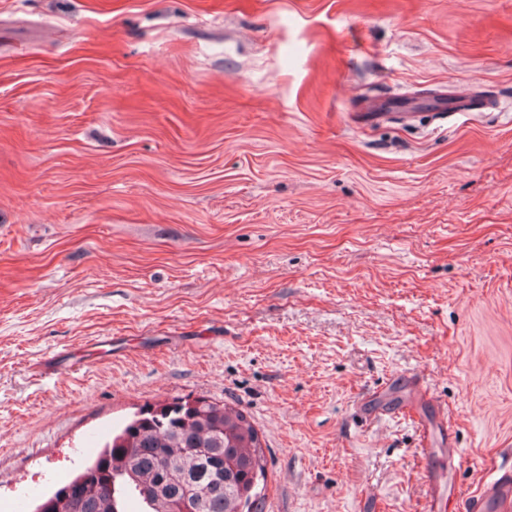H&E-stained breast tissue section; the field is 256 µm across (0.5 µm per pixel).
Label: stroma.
<instances>
[{
    "mask_svg": "<svg viewBox=\"0 0 512 512\" xmlns=\"http://www.w3.org/2000/svg\"><path fill=\"white\" fill-rule=\"evenodd\" d=\"M185 397L259 430L253 512L512 472V0H0V512ZM447 99L439 100L441 106L437 108L439 112L436 119L440 121L449 120L456 116H470L473 115L476 106H485L489 109L497 108L498 101L492 97H484L476 99L474 95L469 93H457L454 98L448 99L449 105L446 107L444 102ZM448 112V113H447Z\"/></svg>",
    "mask_w": 512,
    "mask_h": 512,
    "instance_id": "1",
    "label": "stroma"
}]
</instances>
